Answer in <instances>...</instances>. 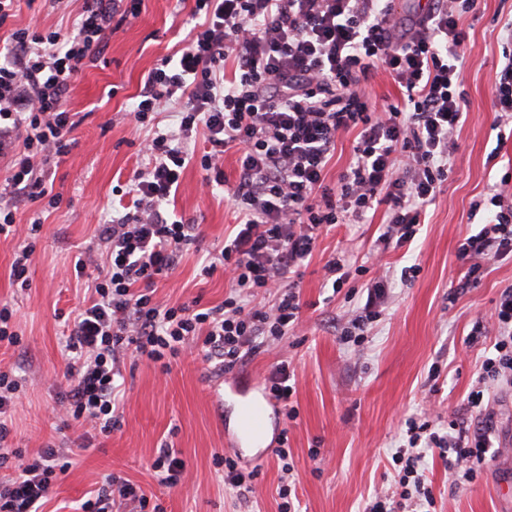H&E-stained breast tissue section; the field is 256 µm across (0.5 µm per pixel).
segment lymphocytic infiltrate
<instances>
[{
    "instance_id": "1",
    "label": "lymphocytic infiltrate",
    "mask_w": 512,
    "mask_h": 512,
    "mask_svg": "<svg viewBox=\"0 0 512 512\" xmlns=\"http://www.w3.org/2000/svg\"><path fill=\"white\" fill-rule=\"evenodd\" d=\"M477 0H431L411 23L397 22L393 0H194L190 31L178 58L162 59L144 81L132 118L153 127L146 167L133 179L132 209L99 225L102 257L74 264L86 276L87 303L65 322L66 387L58 404L66 416L91 423L101 435L118 426L121 388L116 383L127 354L169 371L173 359L200 354L231 372L260 349L299 328L302 308L293 278L320 233L338 224L364 223L383 210V248L410 244L426 210L448 177L454 134L464 115L460 77L467 62L464 14ZM15 0H0V155L13 165L0 185V236L17 234L14 197L57 206L61 193L46 171L68 156L79 122L67 107L71 83L99 55L108 30L136 17L141 0H84L75 31L12 28ZM384 72L403 90L400 101L378 105L366 89ZM177 104V122L159 132V116ZM355 132L353 159L337 185L325 168L338 136ZM204 133V187L224 183L227 151L237 154V179L226 186L238 222L222 246L209 251L202 275L224 270L230 291L222 304L201 308L167 305L156 297L200 242L198 225L163 209L191 156L188 145ZM487 224L462 243L466 266L459 287L475 280L492 258L512 257V192L494 189ZM473 333L493 336L466 416L447 430L411 417L406 442L394 454L402 465L397 504L375 497L368 512H431L425 458L434 454L453 485L475 480L492 446L484 396L493 382L512 384V287L499 294L491 322ZM22 383L0 366V512H39L57 473L70 467L67 449L46 441L31 457L14 444L12 415ZM481 414L470 425L469 413ZM166 512L148 503L127 479L110 475L87 499L84 512H112L115 499Z\"/></svg>"
}]
</instances>
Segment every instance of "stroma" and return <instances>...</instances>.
<instances>
[{
	"label": "stroma",
	"instance_id": "obj_1",
	"mask_svg": "<svg viewBox=\"0 0 512 512\" xmlns=\"http://www.w3.org/2000/svg\"><path fill=\"white\" fill-rule=\"evenodd\" d=\"M82 5L83 0L54 6L19 0L11 23L42 32L71 30ZM511 19L512 0H479L462 19L470 59L463 72L466 120L455 134L448 178L411 246L376 252L384 222L379 212L365 223L339 224L321 235L302 270L300 328L229 376L213 373L198 356L173 361L166 373L126 358L119 426L78 450L40 512H72L111 473L140 485L146 496L160 497L167 512H280L283 462L273 452L240 445L239 467L254 475V492L246 500L225 486L214 457L224 451L225 432L238 429L240 397L266 393L274 365L283 360L295 369L297 416L288 418L281 405L270 407L266 440L288 438L299 512H364L375 494L395 491L399 468L392 456L406 416L427 410L444 421L461 413L491 345L487 339L472 346L465 340L475 322L491 319L500 292L512 285V259L493 260L470 288L455 290L460 244L485 224L489 211L483 201L490 188L512 178V136L497 137L491 93L503 54L512 52L500 33ZM193 25L179 0H143L139 15L109 36L99 60L76 76L68 97V108L82 122L75 132L77 147L51 169L62 203L56 209L18 203L20 235L0 237V303L17 307L22 336L21 351L0 355V364L13 368L24 387L13 428L27 454L43 440L73 442L91 429L87 423L64 424L55 414L66 386L62 317L88 296L86 284L67 279L64 271L74 255L96 247L95 228L112 218L115 187L128 186L135 171L144 169L146 133L135 127L130 110L147 72L183 47ZM189 148L195 159L167 210L200 224L204 240L200 251H189L180 268L159 283L156 296L170 305L196 299L211 307L223 302L229 286L223 271L201 276L200 252L223 243L235 213L223 190H201L203 138ZM36 219L43 233L31 286L21 293L10 280V265L23 230ZM340 251L355 272L336 292L324 286L321 268ZM377 263L389 267L392 286L380 318L353 342L342 332L345 317L362 311L366 271ZM412 265L418 268L415 277L402 280V269ZM487 411L493 416V448L473 483L453 488L443 463L429 460L435 512H505L500 483L512 458V386L492 388ZM167 443L185 462L182 486L173 490L160 485L148 467Z\"/></svg>",
	"mask_w": 512,
	"mask_h": 512
}]
</instances>
